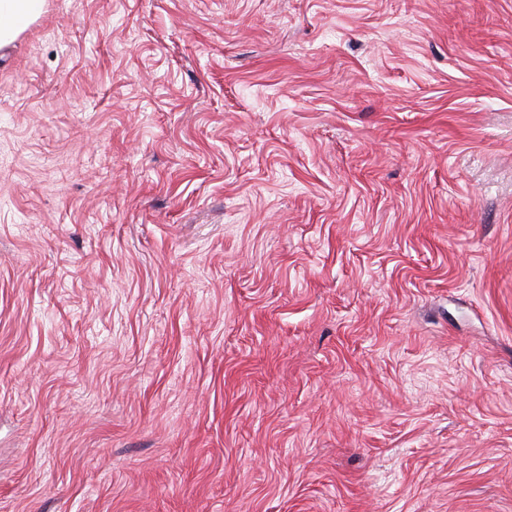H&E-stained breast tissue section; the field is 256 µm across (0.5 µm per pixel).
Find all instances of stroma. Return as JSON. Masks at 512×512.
<instances>
[{
  "label": "stroma",
  "mask_w": 512,
  "mask_h": 512,
  "mask_svg": "<svg viewBox=\"0 0 512 512\" xmlns=\"http://www.w3.org/2000/svg\"><path fill=\"white\" fill-rule=\"evenodd\" d=\"M0 512H512V0H46Z\"/></svg>",
  "instance_id": "obj_1"
}]
</instances>
